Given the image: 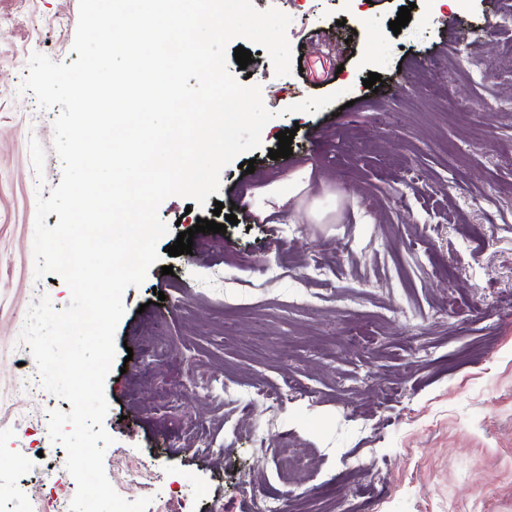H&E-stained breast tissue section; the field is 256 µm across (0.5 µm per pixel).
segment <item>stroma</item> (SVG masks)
<instances>
[{
  "instance_id": "1",
  "label": "stroma",
  "mask_w": 512,
  "mask_h": 512,
  "mask_svg": "<svg viewBox=\"0 0 512 512\" xmlns=\"http://www.w3.org/2000/svg\"><path fill=\"white\" fill-rule=\"evenodd\" d=\"M252 3L291 17L302 66L275 75L254 44L247 69L230 62L275 113L255 171L222 170V215L159 207L170 232L123 293L105 383L110 483L146 512H512V68L495 63L512 0ZM78 6L0 0V512H69L76 492L45 477L66 469L47 419L70 402L20 386L30 305L70 300L34 275L37 192L62 163L55 112L20 86L33 53L77 60ZM341 89L350 107L289 110ZM290 128L292 155L270 159ZM241 201L257 223H227ZM201 218L225 233L169 256Z\"/></svg>"
}]
</instances>
